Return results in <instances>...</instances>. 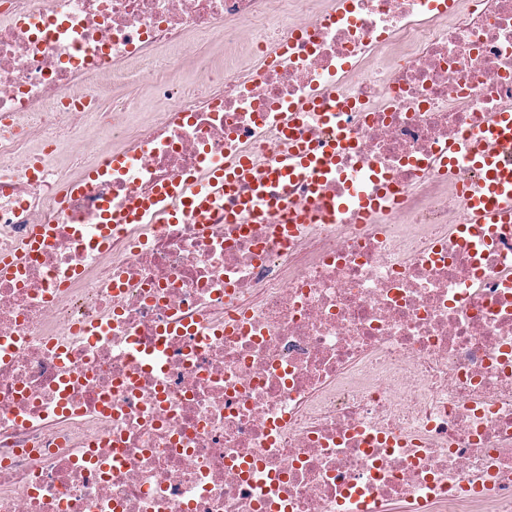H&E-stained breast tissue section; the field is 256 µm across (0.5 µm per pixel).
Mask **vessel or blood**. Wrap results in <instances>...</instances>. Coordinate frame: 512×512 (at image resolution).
<instances>
[{"instance_id":"b4317fda","label":"vessel or blood","mask_w":512,"mask_h":512,"mask_svg":"<svg viewBox=\"0 0 512 512\" xmlns=\"http://www.w3.org/2000/svg\"><path fill=\"white\" fill-rule=\"evenodd\" d=\"M344 146L341 138L318 150L299 144L268 168L239 157L213 169L206 187L185 191L174 181L159 188L151 203L152 211L164 222L187 215L200 218L210 210L213 193L220 191L235 204L234 210L226 214L227 221H235L242 213L250 214L257 222L268 221L272 211L287 209L289 183L304 177L315 186L327 179L333 158ZM463 149L480 173L478 183L468 187L465 197L472 222L495 224L512 215V163L507 160L512 154V112L498 113L480 138L464 143Z\"/></svg>"}]
</instances>
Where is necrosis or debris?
I'll list each match as a JSON object with an SVG mask.
<instances>
[{
    "instance_id": "1",
    "label": "necrosis or debris",
    "mask_w": 512,
    "mask_h": 512,
    "mask_svg": "<svg viewBox=\"0 0 512 512\" xmlns=\"http://www.w3.org/2000/svg\"><path fill=\"white\" fill-rule=\"evenodd\" d=\"M219 33L252 65L188 55ZM312 96L357 107L298 128L347 145L293 211L99 224L272 165ZM508 109L512 0H0V512H512V219L443 164ZM88 124L121 148L58 164Z\"/></svg>"
}]
</instances>
